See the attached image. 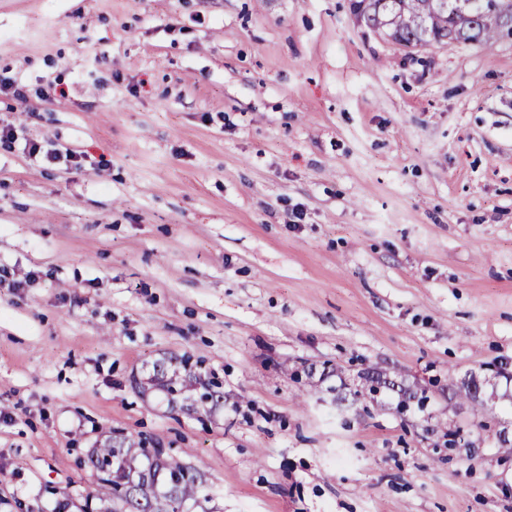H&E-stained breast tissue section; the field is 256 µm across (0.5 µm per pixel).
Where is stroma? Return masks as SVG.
Instances as JSON below:
<instances>
[{
    "instance_id": "35a3bbf8",
    "label": "stroma",
    "mask_w": 512,
    "mask_h": 512,
    "mask_svg": "<svg viewBox=\"0 0 512 512\" xmlns=\"http://www.w3.org/2000/svg\"><path fill=\"white\" fill-rule=\"evenodd\" d=\"M0 128V512L108 497L110 435L200 467L189 512H512V39L0 0Z\"/></svg>"
}]
</instances>
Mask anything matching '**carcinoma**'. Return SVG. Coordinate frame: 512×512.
Masks as SVG:
<instances>
[{"instance_id": "1", "label": "carcinoma", "mask_w": 512, "mask_h": 512, "mask_svg": "<svg viewBox=\"0 0 512 512\" xmlns=\"http://www.w3.org/2000/svg\"><path fill=\"white\" fill-rule=\"evenodd\" d=\"M503 0H351L359 24L379 31L404 47L428 41L435 45L480 44L512 35V14ZM224 398L210 383L200 384L196 406L205 410ZM98 481L112 485V503L89 512H184L202 484L201 469L186 465L167 448L146 437L115 436L88 460Z\"/></svg>"}]
</instances>
